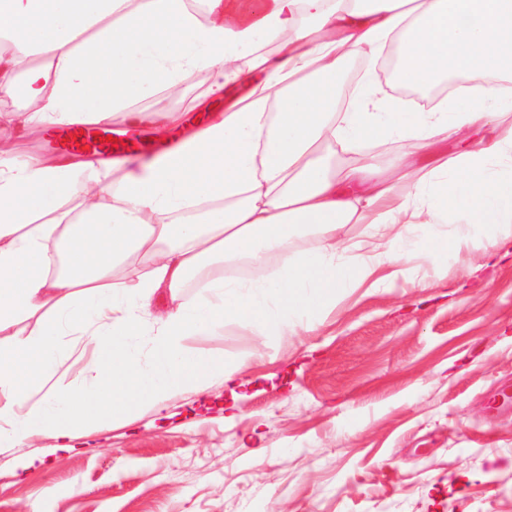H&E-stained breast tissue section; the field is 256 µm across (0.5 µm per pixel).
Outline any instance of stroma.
I'll return each mask as SVG.
<instances>
[{"label":"stroma","instance_id":"35a3bbf8","mask_svg":"<svg viewBox=\"0 0 512 512\" xmlns=\"http://www.w3.org/2000/svg\"><path fill=\"white\" fill-rule=\"evenodd\" d=\"M414 112L438 89L372 73ZM250 356L234 419L218 372L198 395L0 448V512H512V244L488 258L414 254L317 331L254 356L237 332L194 344Z\"/></svg>","mask_w":512,"mask_h":512}]
</instances>
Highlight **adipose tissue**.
<instances>
[{
    "instance_id": "ef3b65f1",
    "label": "adipose tissue",
    "mask_w": 512,
    "mask_h": 512,
    "mask_svg": "<svg viewBox=\"0 0 512 512\" xmlns=\"http://www.w3.org/2000/svg\"><path fill=\"white\" fill-rule=\"evenodd\" d=\"M395 41L396 78L471 83L431 112H406L372 80L345 109L337 78L353 54L376 69ZM248 93L225 100L244 73ZM190 111L165 108L192 75ZM512 0H0V447L77 429L172 396L203 393L211 367L191 344L237 326L263 349L313 332L338 293L387 284L414 253L454 258L512 239ZM153 104L143 112V104ZM150 120L178 147L144 161L35 151L51 127ZM449 156L416 155L449 134ZM399 139L372 169L365 144ZM355 154L336 166L337 152ZM313 245L261 279L204 261L266 266L303 226ZM65 257L57 267L56 257ZM129 270L113 279L116 267ZM164 294L163 309L153 307ZM92 370L59 377L66 353ZM43 387L39 399L30 392Z\"/></svg>"
}]
</instances>
